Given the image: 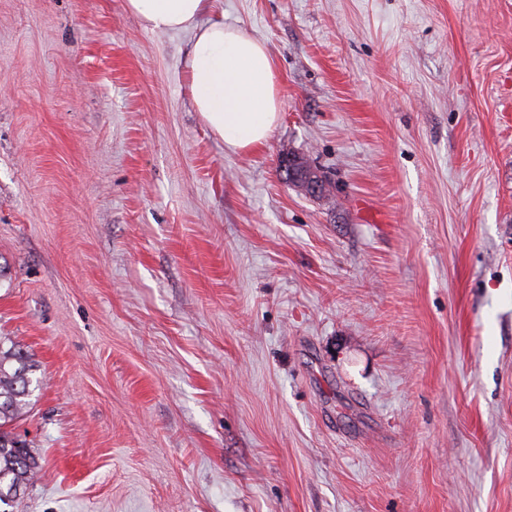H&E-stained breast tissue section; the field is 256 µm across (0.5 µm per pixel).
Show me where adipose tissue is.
Wrapping results in <instances>:
<instances>
[{
  "mask_svg": "<svg viewBox=\"0 0 512 512\" xmlns=\"http://www.w3.org/2000/svg\"><path fill=\"white\" fill-rule=\"evenodd\" d=\"M218 0H127L152 31L193 33L187 83L204 124L226 148L263 146L280 112L274 61L263 41L225 24Z\"/></svg>",
  "mask_w": 512,
  "mask_h": 512,
  "instance_id": "obj_1",
  "label": "adipose tissue"
}]
</instances>
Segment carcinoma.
I'll return each mask as SVG.
<instances>
[{
    "instance_id": "obj_1",
    "label": "carcinoma",
    "mask_w": 512,
    "mask_h": 512,
    "mask_svg": "<svg viewBox=\"0 0 512 512\" xmlns=\"http://www.w3.org/2000/svg\"><path fill=\"white\" fill-rule=\"evenodd\" d=\"M36 363L9 336H0V487L28 488L40 463L29 444L15 432L29 412Z\"/></svg>"
}]
</instances>
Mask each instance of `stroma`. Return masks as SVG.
I'll use <instances>...</instances> for the list:
<instances>
[{"label":"stroma","instance_id":"1","mask_svg":"<svg viewBox=\"0 0 512 512\" xmlns=\"http://www.w3.org/2000/svg\"><path fill=\"white\" fill-rule=\"evenodd\" d=\"M218 7L278 75L244 153L191 32L0 0V335L42 466L0 512H512V0Z\"/></svg>","mask_w":512,"mask_h":512}]
</instances>
